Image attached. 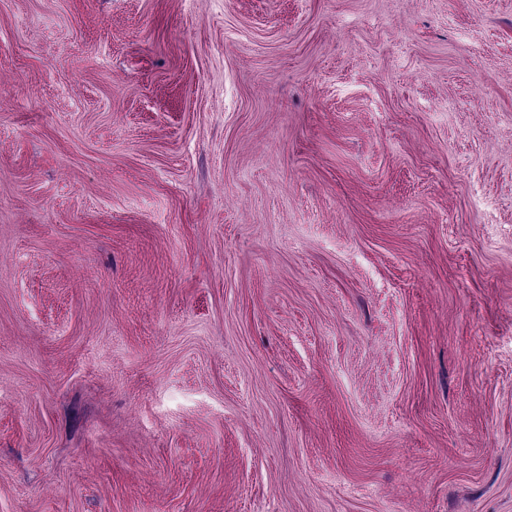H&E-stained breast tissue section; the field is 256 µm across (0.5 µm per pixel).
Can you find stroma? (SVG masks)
<instances>
[{"instance_id":"35a3bbf8","label":"stroma","mask_w":512,"mask_h":512,"mask_svg":"<svg viewBox=\"0 0 512 512\" xmlns=\"http://www.w3.org/2000/svg\"><path fill=\"white\" fill-rule=\"evenodd\" d=\"M0 512H512V0H0Z\"/></svg>"}]
</instances>
